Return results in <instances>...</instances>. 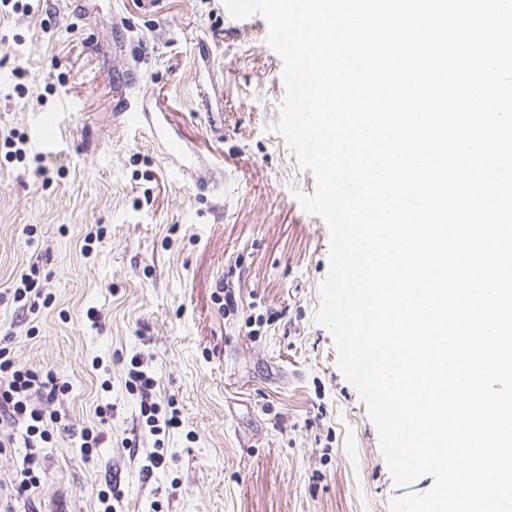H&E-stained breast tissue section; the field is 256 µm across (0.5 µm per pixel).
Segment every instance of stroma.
Instances as JSON below:
<instances>
[{
  "mask_svg": "<svg viewBox=\"0 0 512 512\" xmlns=\"http://www.w3.org/2000/svg\"><path fill=\"white\" fill-rule=\"evenodd\" d=\"M23 2L0 12V327L20 364L67 382L47 410L103 442L87 457L54 434L47 480L22 494L24 449L1 452L0 501L102 512L112 490L116 512H389L402 490L315 321L330 235L295 197L315 178L266 130L286 87L264 19L222 0ZM127 100L185 141L187 173L123 126ZM34 262L50 302L21 316L9 289ZM226 280L258 331L212 302ZM134 357L160 418L179 420L156 436L126 385Z\"/></svg>",
  "mask_w": 512,
  "mask_h": 512,
  "instance_id": "35a3bbf8",
  "label": "stroma"
}]
</instances>
